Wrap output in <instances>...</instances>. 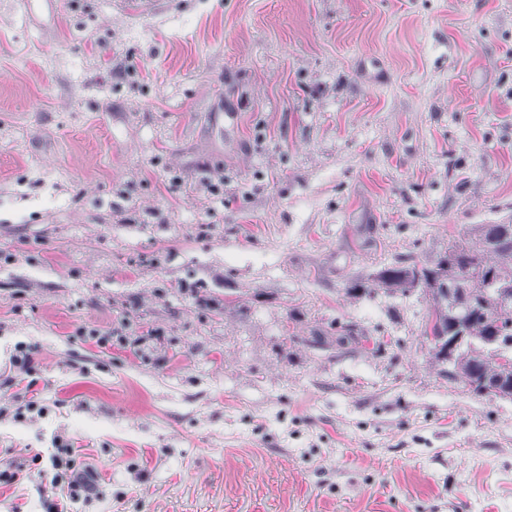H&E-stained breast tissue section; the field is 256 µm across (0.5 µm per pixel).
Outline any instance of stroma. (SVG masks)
<instances>
[{
	"instance_id": "stroma-1",
	"label": "stroma",
	"mask_w": 512,
	"mask_h": 512,
	"mask_svg": "<svg viewBox=\"0 0 512 512\" xmlns=\"http://www.w3.org/2000/svg\"><path fill=\"white\" fill-rule=\"evenodd\" d=\"M508 218L512 0H0V512L62 432L82 512H512V400L344 289ZM16 352V355L12 357L10 362L14 375L8 377L7 380L17 385L26 382L22 392L16 394L15 407L13 409L14 420L23 421L27 418L28 414L34 412L42 414L45 410V399L42 396L43 392L34 391L38 381L33 378L36 374L33 353L26 345L21 343L17 345ZM28 378L31 379L29 380Z\"/></svg>"
}]
</instances>
